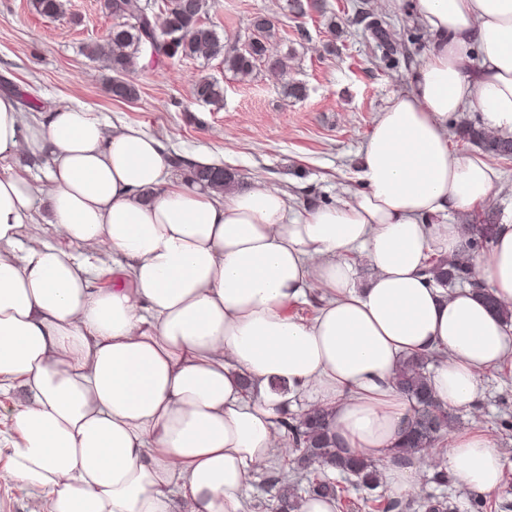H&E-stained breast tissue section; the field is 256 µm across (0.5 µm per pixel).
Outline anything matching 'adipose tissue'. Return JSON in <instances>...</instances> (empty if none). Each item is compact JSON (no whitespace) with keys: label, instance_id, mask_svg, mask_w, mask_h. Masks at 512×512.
<instances>
[{"label":"adipose tissue","instance_id":"obj_1","mask_svg":"<svg viewBox=\"0 0 512 512\" xmlns=\"http://www.w3.org/2000/svg\"><path fill=\"white\" fill-rule=\"evenodd\" d=\"M414 12L433 44L377 115L362 190L303 212L263 174L224 193L174 180L140 127L106 129L81 105L29 121L0 93V391L21 392L0 484L45 491L49 512H243L298 397L392 494L412 491L430 456L395 460L412 414L393 384L401 361L441 352L435 398L470 409L482 372L512 360V321L479 294L512 308V217L474 259L479 288L448 295L425 272L466 246L448 213L496 196L492 158L454 152L448 117L475 109L512 137V0ZM42 153L53 165L37 186L20 158ZM43 206L69 250L21 247ZM88 246L117 256L111 288L91 287L74 255ZM312 294L316 316L289 315ZM444 465L479 493L503 480L480 431L458 433Z\"/></svg>","mask_w":512,"mask_h":512}]
</instances>
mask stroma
Wrapping results in <instances>:
<instances>
[{"label":"stroma","mask_w":512,"mask_h":512,"mask_svg":"<svg viewBox=\"0 0 512 512\" xmlns=\"http://www.w3.org/2000/svg\"><path fill=\"white\" fill-rule=\"evenodd\" d=\"M412 2L399 0L385 13L411 50L387 60L359 11L362 0H322V12L304 17L290 13L286 0H209L202 23L232 46L251 35L255 17L276 16V50L295 53L286 81L263 67L243 81L218 58L157 60L146 50L133 75L139 97L125 102L110 96L111 71L87 53L115 22L104 0H66L65 17L55 20L38 14L32 0H0V88L47 109L86 106L110 127L139 126L162 142L173 178L186 177L195 156L207 152L238 179L263 173L299 209L331 205L358 189L354 173L378 112L431 47ZM202 75L223 85V107L194 99ZM290 83L303 96L288 95ZM481 383V401L456 410L455 429L486 432L500 448L503 481L486 499L491 512H502L501 503L512 505V363L484 371Z\"/></svg>","instance_id":"35a3bbf8"}]
</instances>
